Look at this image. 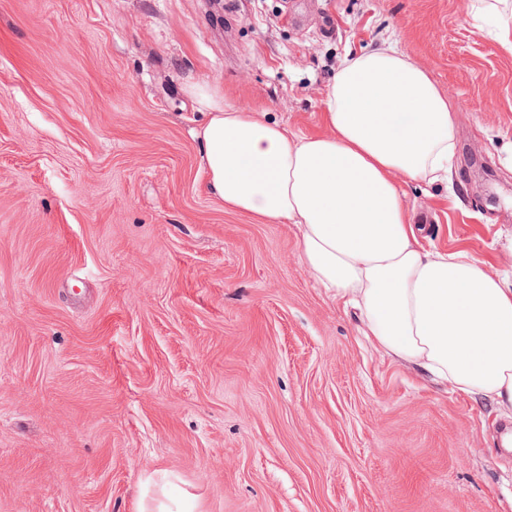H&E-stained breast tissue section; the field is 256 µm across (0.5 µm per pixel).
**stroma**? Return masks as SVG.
<instances>
[{
	"label": "stroma",
	"mask_w": 512,
	"mask_h": 512,
	"mask_svg": "<svg viewBox=\"0 0 512 512\" xmlns=\"http://www.w3.org/2000/svg\"><path fill=\"white\" fill-rule=\"evenodd\" d=\"M285 2L0 0V512H137L152 472L200 512H512L500 408L203 191L187 93L322 134L340 63L395 43L455 112L448 182L396 179L422 244L511 280L512 51L472 0Z\"/></svg>",
	"instance_id": "obj_1"
}]
</instances>
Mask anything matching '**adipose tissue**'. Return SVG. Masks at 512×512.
<instances>
[{
    "instance_id": "ef3b65f1",
    "label": "adipose tissue",
    "mask_w": 512,
    "mask_h": 512,
    "mask_svg": "<svg viewBox=\"0 0 512 512\" xmlns=\"http://www.w3.org/2000/svg\"><path fill=\"white\" fill-rule=\"evenodd\" d=\"M188 93L205 112L195 136L207 193L295 225L311 275L357 307L375 347L512 412V282L467 253L426 251L395 182L446 179L453 156V104L424 68L390 46L348 57L319 135H296L215 86Z\"/></svg>"
}]
</instances>
